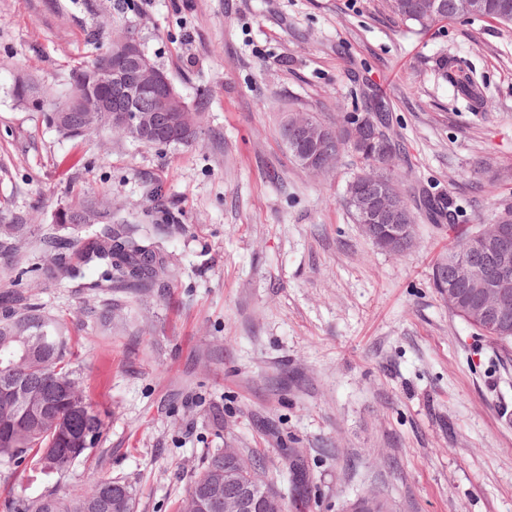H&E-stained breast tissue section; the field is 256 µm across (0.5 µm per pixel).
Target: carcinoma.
I'll list each match as a JSON object with an SVG mask.
<instances>
[{"label":"carcinoma","mask_w":512,"mask_h":512,"mask_svg":"<svg viewBox=\"0 0 512 512\" xmlns=\"http://www.w3.org/2000/svg\"><path fill=\"white\" fill-rule=\"evenodd\" d=\"M418 2L397 0L391 5L392 12L401 21L422 29L438 21L468 16L465 11L450 8L441 16L423 19L416 9ZM479 16L512 25V0H484ZM124 40L125 36H116L95 62L74 69L62 99H52L36 83L24 79L14 84V98L36 107L49 104V125L64 138H78L96 130L105 123L104 116H91L72 106V101L89 96L112 98V83L106 79V72ZM438 68L453 84L458 97L475 107L483 104L480 86L455 58H441ZM363 115L373 119V131L354 144L341 131L336 138L339 145L351 148L368 169L380 162L381 153L387 150L394 154L397 148L386 134L387 114L382 103L371 104ZM387 180L389 190L399 197L408 214V223H415V212L398 181L392 174ZM151 202L152 213L160 218L155 226L169 224L171 215L161 193L151 192ZM423 205L431 223L446 219L448 227L456 231L448 255L433 268L432 280L436 282L469 246L474 234L460 228L451 198L426 191ZM60 227L68 233L44 234L42 244L49 251L48 258L31 265V270L49 283L75 281L96 269L100 280L92 284L94 288L148 292L168 274L163 242L128 224L112 223V211L104 205L71 206ZM34 232L30 224H0V256L20 263L18 246ZM103 426L100 412L81 388L65 323L29 297L0 294V462L21 464L29 458L46 476L66 473L88 449L98 445ZM86 482L89 490L77 500L56 496L17 498L12 502L13 512H134L133 490L128 483L94 472L87 474ZM187 492L190 507L198 510L201 495L211 492L224 497V451L206 456Z\"/></svg>","instance_id":"obj_1"}]
</instances>
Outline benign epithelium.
Returning a JSON list of instances; mask_svg holds the SVG:
<instances>
[{
	"label": "benign epithelium",
	"instance_id": "benign-epithelium-1",
	"mask_svg": "<svg viewBox=\"0 0 512 512\" xmlns=\"http://www.w3.org/2000/svg\"><path fill=\"white\" fill-rule=\"evenodd\" d=\"M144 52L136 43H129L122 61L125 65L110 70L109 78L118 86L136 90L151 88L165 81L158 72L144 64ZM185 107L181 95L172 85L166 86L156 111L119 112L120 122L130 128L143 142L171 143L190 140L197 130L183 123L178 111ZM328 128L311 119L293 121L286 134L300 147L307 149L306 165L321 163L333 153L334 143ZM353 202L366 232L379 241L380 247L395 253L405 248L412 225L402 223L398 203L383 193L376 171L360 176ZM453 282L468 289L476 304L468 314L475 320L494 323L506 330L512 326V224H485L475 236L466 254L454 262ZM249 468L236 448L224 449V512H281L283 498L272 483L254 479L240 480ZM349 512H387L383 501L365 497L351 505Z\"/></svg>",
	"mask_w": 512,
	"mask_h": 512
}]
</instances>
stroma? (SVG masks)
Masks as SVG:
<instances>
[{
    "mask_svg": "<svg viewBox=\"0 0 512 512\" xmlns=\"http://www.w3.org/2000/svg\"><path fill=\"white\" fill-rule=\"evenodd\" d=\"M127 31L193 111L192 145L103 128L57 135L15 81L60 95L72 70ZM460 60L471 111L438 73ZM383 100L407 196H449L476 229L512 204V26L478 17L423 30L388 0H0V224L51 227L60 208L105 200L149 224L161 189L177 272L150 293L84 279L17 285L68 322L102 439L62 476L0 465V506L81 497L89 471L133 489L135 512H179L207 453L262 464L288 512H512V344L482 336L437 294L454 233L417 216L401 255L372 246L347 207L358 157L327 175L280 137L293 113L336 127ZM437 65L442 76L455 87L458 97L477 108L483 104L480 86L454 57H442Z\"/></svg>",
    "mask_w": 512,
    "mask_h": 512,
    "instance_id": "35a3bbf8",
    "label": "stroma"
}]
</instances>
